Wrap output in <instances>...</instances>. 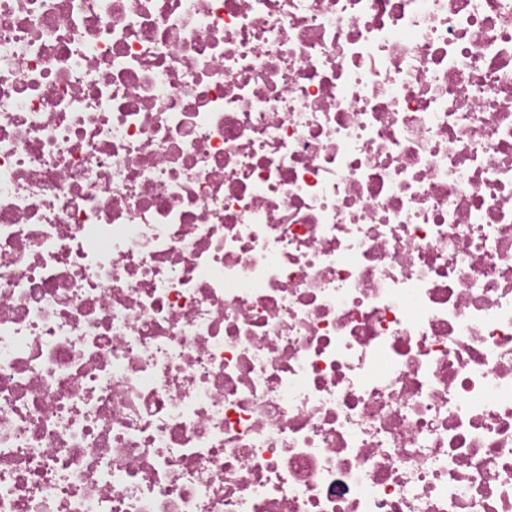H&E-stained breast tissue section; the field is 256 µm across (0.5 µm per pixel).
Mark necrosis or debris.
<instances>
[{
  "label": "necrosis or debris",
  "mask_w": 512,
  "mask_h": 512,
  "mask_svg": "<svg viewBox=\"0 0 512 512\" xmlns=\"http://www.w3.org/2000/svg\"><path fill=\"white\" fill-rule=\"evenodd\" d=\"M0 512H512V0H0Z\"/></svg>",
  "instance_id": "obj_1"
}]
</instances>
